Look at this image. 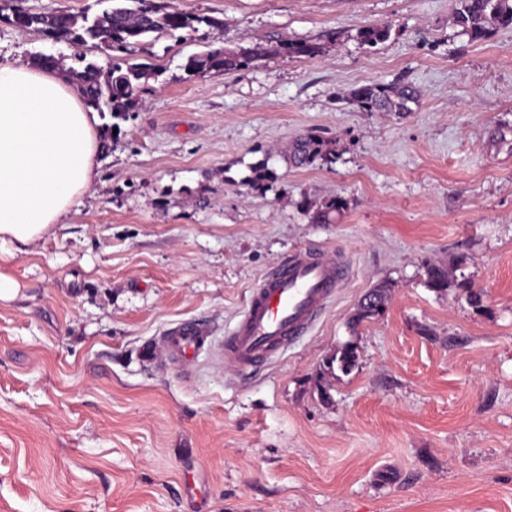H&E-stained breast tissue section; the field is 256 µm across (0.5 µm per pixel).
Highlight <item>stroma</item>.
<instances>
[{
    "label": "stroma",
    "instance_id": "obj_1",
    "mask_svg": "<svg viewBox=\"0 0 512 512\" xmlns=\"http://www.w3.org/2000/svg\"><path fill=\"white\" fill-rule=\"evenodd\" d=\"M164 2L224 26L134 48L155 75L95 183L54 237L0 251L17 285L0 300V512H512V28L468 40L456 0ZM370 25L389 38L363 44ZM331 29L311 58L182 69L212 43ZM72 53L0 20L1 61ZM392 83L419 90L411 112L338 100ZM310 131L335 162L292 164ZM305 250L343 255L350 280L274 361L227 369L250 289ZM458 255L471 290L427 288L425 262ZM381 284L383 313L352 324ZM186 319L205 341L178 364L158 346ZM349 340L356 367L322 377Z\"/></svg>",
    "mask_w": 512,
    "mask_h": 512
}]
</instances>
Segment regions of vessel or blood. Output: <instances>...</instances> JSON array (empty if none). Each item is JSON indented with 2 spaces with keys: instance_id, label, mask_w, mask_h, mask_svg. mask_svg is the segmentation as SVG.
I'll use <instances>...</instances> for the list:
<instances>
[{
  "instance_id": "obj_1",
  "label": "vessel or blood",
  "mask_w": 512,
  "mask_h": 512,
  "mask_svg": "<svg viewBox=\"0 0 512 512\" xmlns=\"http://www.w3.org/2000/svg\"><path fill=\"white\" fill-rule=\"evenodd\" d=\"M351 267L340 256L304 252L266 272L251 289L244 313L224 339V363L235 371L254 369L304 335L345 285ZM204 338L196 321L178 324L163 338L177 362L189 361Z\"/></svg>"
}]
</instances>
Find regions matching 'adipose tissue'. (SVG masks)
Returning <instances> with one entry per match:
<instances>
[{
  "instance_id": "adipose-tissue-1",
  "label": "adipose tissue",
  "mask_w": 512,
  "mask_h": 512,
  "mask_svg": "<svg viewBox=\"0 0 512 512\" xmlns=\"http://www.w3.org/2000/svg\"><path fill=\"white\" fill-rule=\"evenodd\" d=\"M97 116L56 69L0 63V245L26 253L97 176Z\"/></svg>"
}]
</instances>
